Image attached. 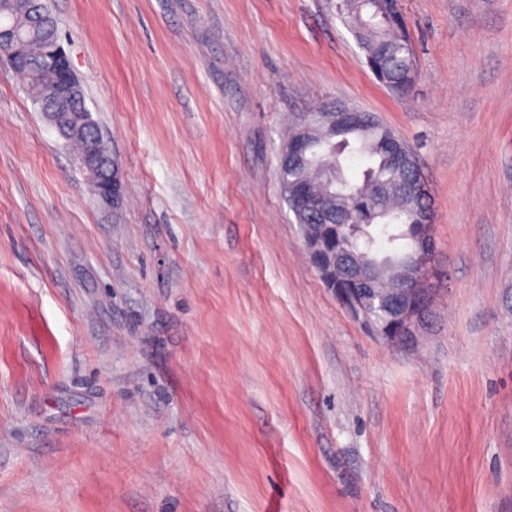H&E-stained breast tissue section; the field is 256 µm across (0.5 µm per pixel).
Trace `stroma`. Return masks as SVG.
<instances>
[{
    "instance_id": "obj_1",
    "label": "stroma",
    "mask_w": 512,
    "mask_h": 512,
    "mask_svg": "<svg viewBox=\"0 0 512 512\" xmlns=\"http://www.w3.org/2000/svg\"><path fill=\"white\" fill-rule=\"evenodd\" d=\"M46 2L124 195L0 57V512H512V0H402L400 97L336 0ZM336 103L428 188L413 350L324 287L277 178ZM85 100L69 106L73 111L45 112L50 115L51 125L63 135L75 123L90 127L89 144L86 150L76 155L78 167L84 173L87 183L97 200L107 208H117L123 198V184L118 176V165L104 147L98 128L91 124L90 112H80ZM320 123L332 121L336 126H354L358 128L371 127L376 123V117L356 107L338 104L330 110L320 112ZM296 124L288 133L291 132V137L288 146V158L281 157L279 161V179L282 183L283 172H288V162L298 160L309 140L310 130L315 126L309 123L307 120L299 119L295 122Z\"/></svg>"
}]
</instances>
